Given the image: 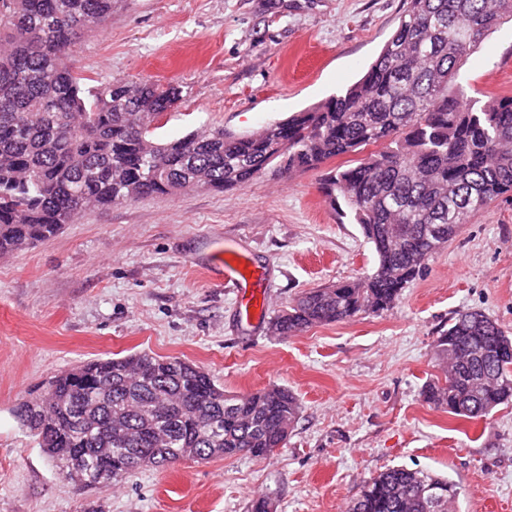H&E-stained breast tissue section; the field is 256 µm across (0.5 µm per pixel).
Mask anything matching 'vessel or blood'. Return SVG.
<instances>
[{
    "label": "vessel or blood",
    "mask_w": 512,
    "mask_h": 512,
    "mask_svg": "<svg viewBox=\"0 0 512 512\" xmlns=\"http://www.w3.org/2000/svg\"><path fill=\"white\" fill-rule=\"evenodd\" d=\"M210 260L225 289L240 297L247 321L261 319L267 308L264 269L232 244L214 248Z\"/></svg>",
    "instance_id": "vessel-or-blood-1"
}]
</instances>
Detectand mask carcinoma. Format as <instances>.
I'll return each instance as SVG.
<instances>
[{
    "instance_id": "obj_1",
    "label": "carcinoma",
    "mask_w": 512,
    "mask_h": 512,
    "mask_svg": "<svg viewBox=\"0 0 512 512\" xmlns=\"http://www.w3.org/2000/svg\"><path fill=\"white\" fill-rule=\"evenodd\" d=\"M405 2L376 60L344 93L248 135L205 128L164 142L151 123L181 100L182 86L86 88L67 64L119 0H0V256L132 194H171L193 181L227 193L271 165L288 178L382 143L321 186L374 248L372 273L301 293L268 330L298 336L392 309L460 225L512 194V96L483 99L459 80L488 34L512 21V0ZM434 356L443 377L423 389L433 407L478 418L512 401V337L485 313L451 319ZM300 413L286 387L232 394L203 368L146 351L83 362L16 408L56 470L80 468L87 487L181 458H268ZM460 493L442 475L392 466L345 512H457Z\"/></svg>"
}]
</instances>
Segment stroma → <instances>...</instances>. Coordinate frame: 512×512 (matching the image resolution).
I'll use <instances>...</instances> for the list:
<instances>
[{
  "mask_svg": "<svg viewBox=\"0 0 512 512\" xmlns=\"http://www.w3.org/2000/svg\"><path fill=\"white\" fill-rule=\"evenodd\" d=\"M405 0H121L73 55L95 84L149 79L183 98L160 115L172 140L201 127L248 134L319 104L368 70ZM463 83L512 92V24L468 59ZM324 170H275L228 193L191 190L87 212L0 257V512H344L364 483L404 465L458 484V512H512V405L489 418L434 409L433 345L456 313L481 310L512 336V197L491 202L433 255L389 312L298 336L244 326L196 258L234 243L269 273V314L302 292L371 272L359 225L322 194ZM177 357L232 393L291 389L302 416L284 448L186 459L87 489L61 478L15 409L80 362L137 351Z\"/></svg>",
  "mask_w": 512,
  "mask_h": 512,
  "instance_id": "obj_1",
  "label": "stroma"
}]
</instances>
